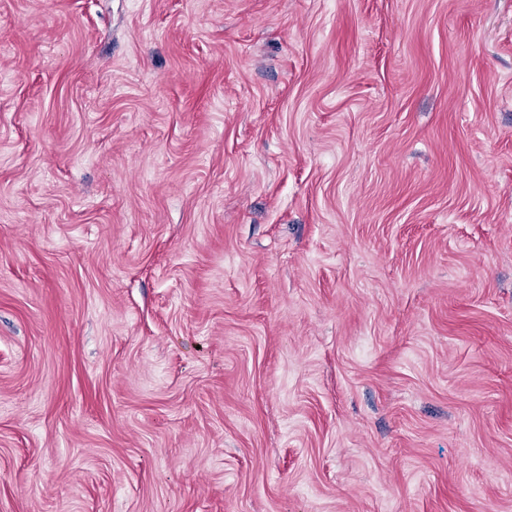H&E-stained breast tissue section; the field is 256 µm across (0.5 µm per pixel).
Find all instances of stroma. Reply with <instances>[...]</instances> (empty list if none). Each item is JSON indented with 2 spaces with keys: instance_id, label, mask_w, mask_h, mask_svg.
I'll return each mask as SVG.
<instances>
[{
  "instance_id": "1",
  "label": "stroma",
  "mask_w": 512,
  "mask_h": 512,
  "mask_svg": "<svg viewBox=\"0 0 512 512\" xmlns=\"http://www.w3.org/2000/svg\"><path fill=\"white\" fill-rule=\"evenodd\" d=\"M0 512H512V0H0Z\"/></svg>"
}]
</instances>
